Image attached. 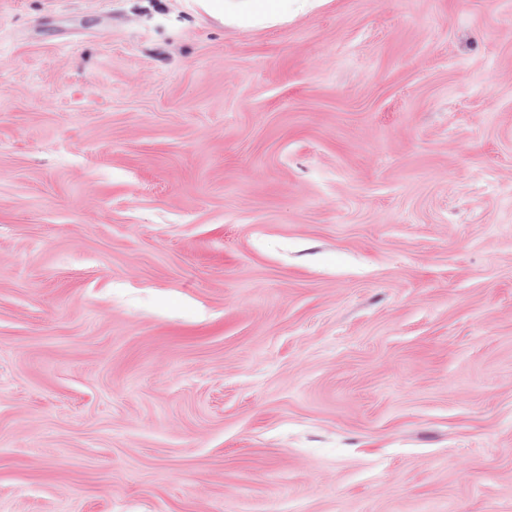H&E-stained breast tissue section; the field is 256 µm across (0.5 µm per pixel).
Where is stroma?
Segmentation results:
<instances>
[{"mask_svg":"<svg viewBox=\"0 0 512 512\" xmlns=\"http://www.w3.org/2000/svg\"><path fill=\"white\" fill-rule=\"evenodd\" d=\"M0 0V512H512V0ZM234 14L244 24L262 23L275 16L286 15L288 10L303 11L308 7L306 0H241Z\"/></svg>","mask_w":512,"mask_h":512,"instance_id":"35a3bbf8","label":"stroma"}]
</instances>
